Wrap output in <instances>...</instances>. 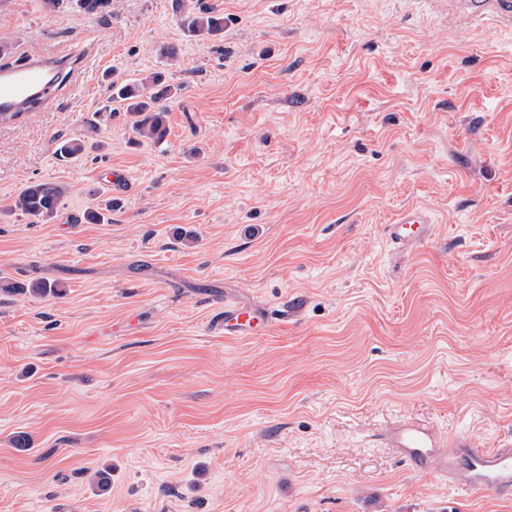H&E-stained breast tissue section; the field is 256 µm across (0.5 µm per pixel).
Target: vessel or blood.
Masks as SVG:
<instances>
[{
    "instance_id": "obj_1",
    "label": "vessel or blood",
    "mask_w": 512,
    "mask_h": 512,
    "mask_svg": "<svg viewBox=\"0 0 512 512\" xmlns=\"http://www.w3.org/2000/svg\"><path fill=\"white\" fill-rule=\"evenodd\" d=\"M464 21L485 26L495 36L501 23L512 24V0H452ZM67 72L71 86H78L86 71L82 59H74L62 69L56 56L35 53L21 68L0 69V120L9 122L26 112L32 100L48 103L57 90L60 72ZM433 218L429 209L415 207L403 211L390 224L383 225L385 240L395 246L414 248L432 235ZM274 324L267 308L238 297L224 300L220 326L225 337H248L268 331ZM389 447L398 449L414 467L432 469L434 475L460 492L477 494L512 493V440L495 448L478 446L465 434L444 436L433 427L402 422L388 430Z\"/></svg>"
}]
</instances>
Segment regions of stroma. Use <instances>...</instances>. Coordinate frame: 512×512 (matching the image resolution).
<instances>
[{
	"mask_svg": "<svg viewBox=\"0 0 512 512\" xmlns=\"http://www.w3.org/2000/svg\"><path fill=\"white\" fill-rule=\"evenodd\" d=\"M202 2L222 37L189 36L182 0H0V48L88 63L0 123V279L62 289L0 291V512H512L382 440L512 439V28L446 38L429 0ZM156 71L181 88L163 141L94 122ZM36 182L67 190L43 222L10 208ZM411 205L433 236L393 248ZM228 293L276 326L224 339Z\"/></svg>",
	"mask_w": 512,
	"mask_h": 512,
	"instance_id": "obj_1",
	"label": "stroma"
}]
</instances>
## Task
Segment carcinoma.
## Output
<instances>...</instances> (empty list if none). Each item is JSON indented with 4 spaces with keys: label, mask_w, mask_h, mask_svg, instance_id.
Wrapping results in <instances>:
<instances>
[{
    "label": "carcinoma",
    "mask_w": 512,
    "mask_h": 512,
    "mask_svg": "<svg viewBox=\"0 0 512 512\" xmlns=\"http://www.w3.org/2000/svg\"><path fill=\"white\" fill-rule=\"evenodd\" d=\"M183 26L189 35L208 39L224 33V18L192 0L183 12ZM163 75L154 73L139 82L111 85L110 98L124 103L125 111L137 117L133 122L140 138L161 140L166 136L164 109L157 105L158 96L152 88L162 84ZM65 195L63 186L52 182H39L23 189L12 201L11 209L35 220L53 217Z\"/></svg>",
    "instance_id": "obj_1"
}]
</instances>
